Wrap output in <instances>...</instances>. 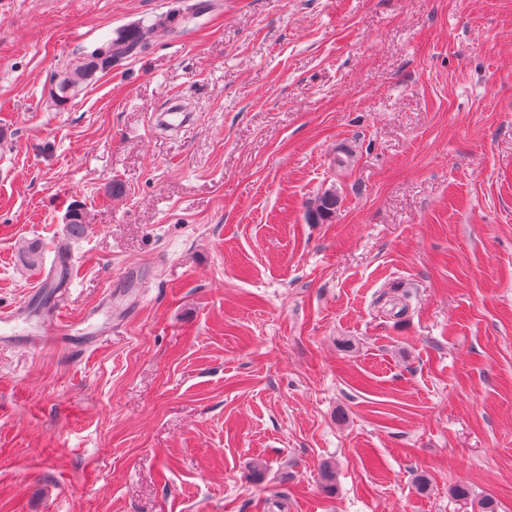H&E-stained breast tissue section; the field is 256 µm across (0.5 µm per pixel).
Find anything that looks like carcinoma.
<instances>
[{
  "instance_id": "1",
  "label": "carcinoma",
  "mask_w": 512,
  "mask_h": 512,
  "mask_svg": "<svg viewBox=\"0 0 512 512\" xmlns=\"http://www.w3.org/2000/svg\"><path fill=\"white\" fill-rule=\"evenodd\" d=\"M172 21H174V17L171 16L167 20L153 25L140 26L120 34L94 49L89 56L83 58L74 68L64 72L57 79L52 92L54 100L59 104L67 102L79 91V86L85 78L91 77L97 72L104 74L110 72L116 62L136 54L159 30L167 27V24ZM337 203L336 193L326 191L317 198L310 215L317 221L327 218L336 209ZM66 231L71 238L80 237L85 233L86 225L80 212L74 210L68 214ZM21 253L25 262L31 267L42 262L43 250L38 243L24 244L21 247Z\"/></svg>"
}]
</instances>
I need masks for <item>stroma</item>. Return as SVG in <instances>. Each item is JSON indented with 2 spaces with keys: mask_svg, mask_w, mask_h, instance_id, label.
<instances>
[{
  "mask_svg": "<svg viewBox=\"0 0 512 512\" xmlns=\"http://www.w3.org/2000/svg\"><path fill=\"white\" fill-rule=\"evenodd\" d=\"M195 2L0 0V309L112 299L0 344V512H512V0H208L53 102ZM175 16L166 18L167 21L158 22L149 26H140L118 35L94 49L89 56L79 61L71 70L59 76L52 92L54 100L63 104L74 97L79 91L80 84L85 77H91L96 72L108 73L112 66L127 57L136 54L148 41L153 38L160 29L174 21ZM29 306L30 302L27 306H19L16 309L0 310V344L24 342L35 347H44L61 341L69 344L71 348L83 350L90 347L100 331L112 326V322L98 324V316L101 311L97 306L86 309L80 318L72 319L67 316L60 300L54 313L43 321L35 334L18 336L15 330L20 321L27 319ZM86 324L87 328L82 336H76V328ZM7 330H10V333L6 332Z\"/></svg>",
  "mask_w": 512,
  "mask_h": 512,
  "instance_id": "35a3bbf8",
  "label": "stroma"
}]
</instances>
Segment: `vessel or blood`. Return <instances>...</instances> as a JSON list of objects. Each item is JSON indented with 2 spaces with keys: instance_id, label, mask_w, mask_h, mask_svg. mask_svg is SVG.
Listing matches in <instances>:
<instances>
[{
  "instance_id": "b4317fda",
  "label": "vessel or blood",
  "mask_w": 512,
  "mask_h": 512,
  "mask_svg": "<svg viewBox=\"0 0 512 512\" xmlns=\"http://www.w3.org/2000/svg\"><path fill=\"white\" fill-rule=\"evenodd\" d=\"M28 307L20 306L12 310H0V344L24 342L32 346L43 347L57 342L69 344L80 350L90 347L102 326L98 322L100 311L91 307L85 310L80 319L67 316L63 306H56L53 314L43 321L38 331L24 337L18 336L16 329L20 321L26 320ZM85 325V332H78V325Z\"/></svg>"
}]
</instances>
